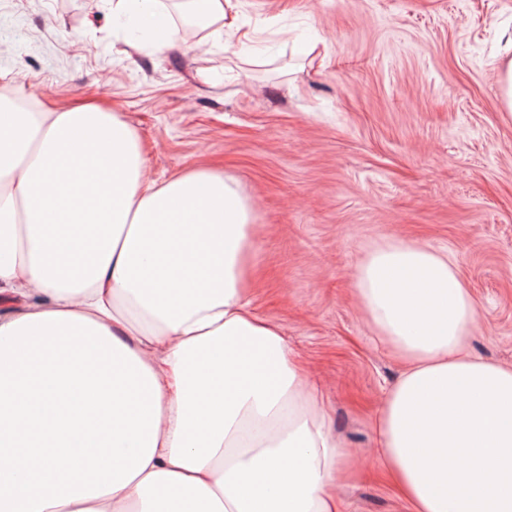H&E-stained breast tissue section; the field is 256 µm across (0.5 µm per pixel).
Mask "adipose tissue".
<instances>
[{"mask_svg":"<svg viewBox=\"0 0 512 512\" xmlns=\"http://www.w3.org/2000/svg\"><path fill=\"white\" fill-rule=\"evenodd\" d=\"M191 2L236 37L240 0ZM110 9L171 44L162 0ZM145 167L118 113L0 103V294L21 303L0 314V466L31 478L0 512H336L344 452L246 298L250 201L221 171ZM356 293L405 363L375 453L410 512H512V368L464 354L477 310L451 262L387 245Z\"/></svg>","mask_w":512,"mask_h":512,"instance_id":"1","label":"adipose tissue"}]
</instances>
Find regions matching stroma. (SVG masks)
<instances>
[{
    "label": "stroma",
    "mask_w": 512,
    "mask_h": 512,
    "mask_svg": "<svg viewBox=\"0 0 512 512\" xmlns=\"http://www.w3.org/2000/svg\"><path fill=\"white\" fill-rule=\"evenodd\" d=\"M239 24L238 48L181 32L127 55L103 0H0V91L120 113L156 182L235 176L254 202L250 307L355 463L340 512H409L373 452L403 363L355 277L377 248L427 245L473 294L470 353L512 366V0H240Z\"/></svg>",
    "instance_id": "35a3bbf8"
}]
</instances>
